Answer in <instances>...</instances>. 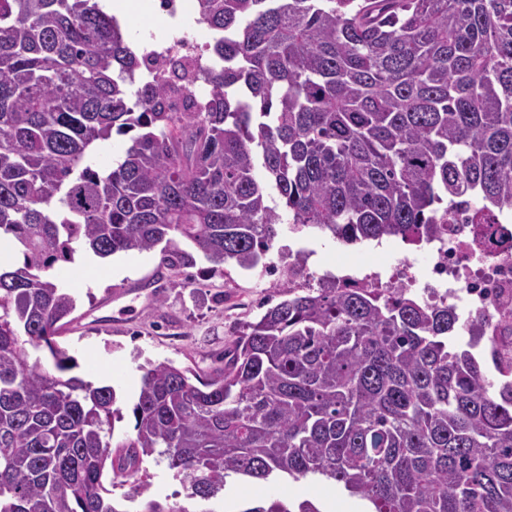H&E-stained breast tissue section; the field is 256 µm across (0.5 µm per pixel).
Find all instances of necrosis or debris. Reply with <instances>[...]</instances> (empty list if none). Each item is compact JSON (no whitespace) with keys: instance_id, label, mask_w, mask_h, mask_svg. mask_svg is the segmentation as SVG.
I'll return each instance as SVG.
<instances>
[{"instance_id":"1","label":"necrosis or debris","mask_w":512,"mask_h":512,"mask_svg":"<svg viewBox=\"0 0 512 512\" xmlns=\"http://www.w3.org/2000/svg\"><path fill=\"white\" fill-rule=\"evenodd\" d=\"M468 213L466 206H458L446 237L427 246L422 263L401 260L398 275L410 288L421 287L424 278L433 279L436 289L427 294V301L482 319L486 335L492 336L503 328L501 308L512 306V250L476 243Z\"/></svg>"}]
</instances>
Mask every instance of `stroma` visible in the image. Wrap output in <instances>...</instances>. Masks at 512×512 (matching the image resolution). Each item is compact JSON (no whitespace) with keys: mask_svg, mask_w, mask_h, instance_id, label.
<instances>
[{"mask_svg":"<svg viewBox=\"0 0 512 512\" xmlns=\"http://www.w3.org/2000/svg\"><path fill=\"white\" fill-rule=\"evenodd\" d=\"M178 21H154L137 13L125 20L123 31L136 50H143V36L153 33L155 43L168 40L173 24H180L197 37L201 46L212 45L216 33L200 23L196 0H179ZM302 252L307 257L304 276L289 278L276 266L278 255ZM415 247L389 238L379 246H344L309 230L295 231L282 225L265 260L256 268L243 270L228 262L220 268L200 260L194 267L174 273L160 267L159 252H127L112 256L120 267L118 275L104 278L91 273L90 254L77 249L74 261L61 271L77 299L74 320L61 329L56 341L77 363V375L94 377L96 384L112 386L124 418L115 433H131V408L140 385L137 366L148 360L170 361L181 368L206 373L216 356L230 348L234 333L255 320L263 304L287 298L289 288L317 282L350 265L360 273L389 269L400 259L414 256ZM286 497L308 499L321 512H364L352 505L347 492L325 482L302 480L236 479L225 489L227 512H237L254 499Z\"/></svg>","mask_w":512,"mask_h":512,"instance_id":"obj_1","label":"stroma"}]
</instances>
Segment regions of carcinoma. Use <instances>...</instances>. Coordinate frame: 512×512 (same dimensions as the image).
Returning a JSON list of instances; mask_svg holds the SVG:
<instances>
[{"label":"carcinoma","mask_w":512,"mask_h":512,"mask_svg":"<svg viewBox=\"0 0 512 512\" xmlns=\"http://www.w3.org/2000/svg\"><path fill=\"white\" fill-rule=\"evenodd\" d=\"M216 64L131 49L98 0H0V512H191L146 495L165 463L199 512L230 477L326 480L369 512H512V357L401 284L325 278L242 326L200 375L138 366L116 392L55 340L76 309L55 270L160 249L251 270L288 222L345 245L438 239L512 208V0H198ZM155 73L136 91L134 75ZM207 98L197 96L200 80ZM132 131L101 172L88 161ZM273 186L284 203H267ZM242 512H321L274 498Z\"/></svg>","instance_id":"1"}]
</instances>
